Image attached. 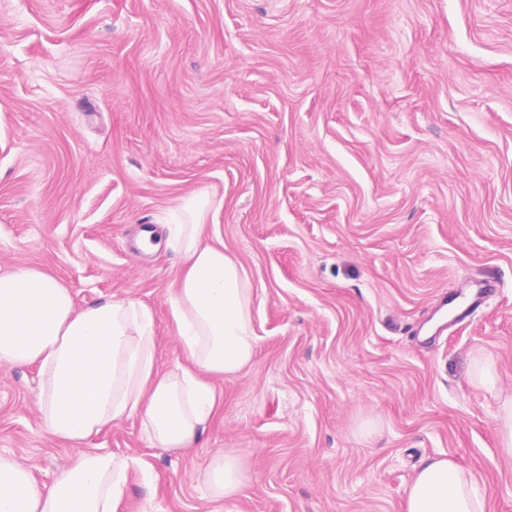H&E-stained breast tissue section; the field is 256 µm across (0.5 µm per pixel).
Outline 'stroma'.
Listing matches in <instances>:
<instances>
[{"instance_id": "obj_1", "label": "stroma", "mask_w": 512, "mask_h": 512, "mask_svg": "<svg viewBox=\"0 0 512 512\" xmlns=\"http://www.w3.org/2000/svg\"><path fill=\"white\" fill-rule=\"evenodd\" d=\"M200 189L259 343L197 444L150 448L137 415L59 439L37 366H0V454L41 484L133 459L116 512H400L447 454L512 512V0H0V271L139 301L174 369L181 257L132 247ZM231 449L250 484L212 499ZM496 367L492 359L480 356L474 359L471 367L473 382L481 387H491L496 382ZM498 433L501 452L512 457V395H506L503 400Z\"/></svg>"}]
</instances>
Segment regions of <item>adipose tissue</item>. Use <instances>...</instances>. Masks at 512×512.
I'll list each match as a JSON object with an SVG mask.
<instances>
[{
	"label": "adipose tissue",
	"mask_w": 512,
	"mask_h": 512,
	"mask_svg": "<svg viewBox=\"0 0 512 512\" xmlns=\"http://www.w3.org/2000/svg\"><path fill=\"white\" fill-rule=\"evenodd\" d=\"M223 201L201 190L180 198L162 225L184 269L170 312L187 359L177 370L155 368L151 311L108 299L76 309L66 288L41 269L0 273V363L38 364L40 410L56 437L79 443L126 417H142L151 447H192L218 411L212 378H232L249 365L258 336L257 288L223 244L206 242ZM130 462L87 452L37 484L14 458L0 455V512H114ZM250 481L244 455L220 452L206 482L213 499H231ZM402 512H488L474 474L455 459L430 458L414 476Z\"/></svg>",
	"instance_id": "1"
}]
</instances>
